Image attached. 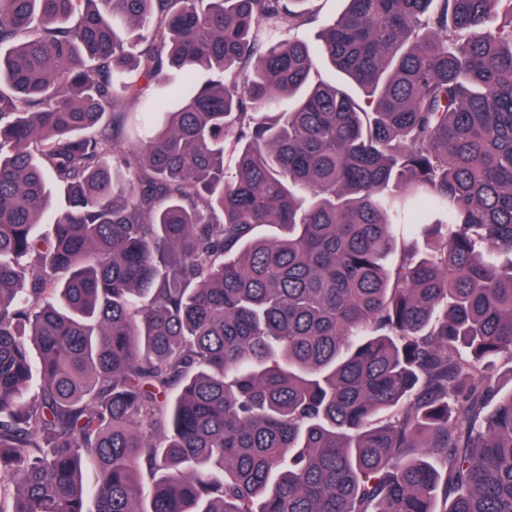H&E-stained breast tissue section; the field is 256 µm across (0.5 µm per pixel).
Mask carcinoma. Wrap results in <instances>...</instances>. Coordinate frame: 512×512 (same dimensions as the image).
I'll use <instances>...</instances> for the list:
<instances>
[{
	"instance_id": "1",
	"label": "carcinoma",
	"mask_w": 512,
	"mask_h": 512,
	"mask_svg": "<svg viewBox=\"0 0 512 512\" xmlns=\"http://www.w3.org/2000/svg\"><path fill=\"white\" fill-rule=\"evenodd\" d=\"M306 2L0 0V512H512V0Z\"/></svg>"
}]
</instances>
